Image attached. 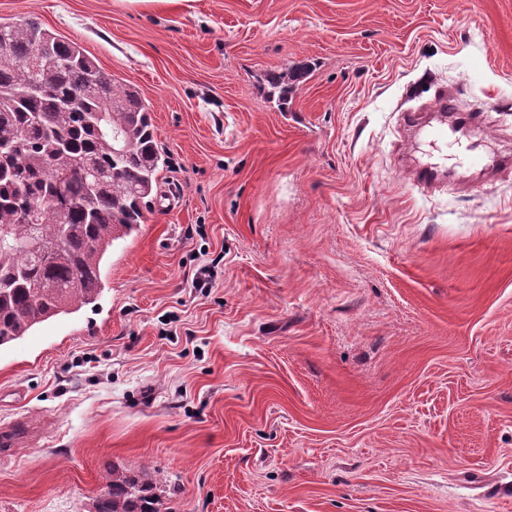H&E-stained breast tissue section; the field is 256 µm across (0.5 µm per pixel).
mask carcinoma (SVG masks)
<instances>
[{"mask_svg":"<svg viewBox=\"0 0 512 512\" xmlns=\"http://www.w3.org/2000/svg\"><path fill=\"white\" fill-rule=\"evenodd\" d=\"M1 52L12 64H0V348L96 305L104 258L138 231L165 164L151 106L77 43L31 18L0 24ZM103 114L122 144L102 130ZM67 168L89 175L58 181ZM165 487L114 469L93 512H161Z\"/></svg>","mask_w":512,"mask_h":512,"instance_id":"carcinoma-1","label":"carcinoma"}]
</instances>
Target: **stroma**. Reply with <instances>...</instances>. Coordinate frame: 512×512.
<instances>
[{
	"mask_svg": "<svg viewBox=\"0 0 512 512\" xmlns=\"http://www.w3.org/2000/svg\"><path fill=\"white\" fill-rule=\"evenodd\" d=\"M30 18L137 87L179 193L0 349V512L116 469L167 512H512V168L467 161L512 156V0H0ZM443 86L478 117L436 148L402 117Z\"/></svg>",
	"mask_w": 512,
	"mask_h": 512,
	"instance_id": "obj_1",
	"label": "stroma"
}]
</instances>
